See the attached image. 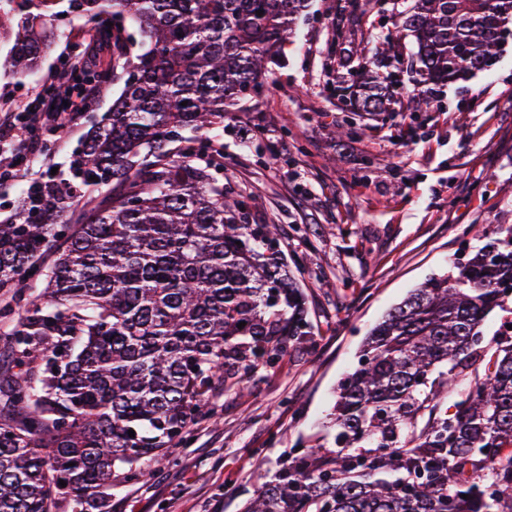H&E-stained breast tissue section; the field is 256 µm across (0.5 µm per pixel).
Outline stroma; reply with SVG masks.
I'll return each mask as SVG.
<instances>
[{
    "instance_id": "1",
    "label": "stroma",
    "mask_w": 512,
    "mask_h": 512,
    "mask_svg": "<svg viewBox=\"0 0 512 512\" xmlns=\"http://www.w3.org/2000/svg\"><path fill=\"white\" fill-rule=\"evenodd\" d=\"M348 4L309 0L263 94L241 99L205 141L226 200L245 203L247 223L277 225L313 338L242 393L210 398L213 417L191 425L147 481L113 489L110 512H240L293 449L332 447L336 386L367 332L412 289L512 226V35L467 79L429 87L397 69L392 111L351 112L336 95L344 71L334 45ZM46 25L55 39L37 73L0 76V107L44 93L70 43L92 27L71 13ZM424 86L432 106L420 112L413 91ZM121 87L100 85L94 111L78 113L68 131L41 132L28 173L0 172V221L20 211L45 167L71 179L74 152Z\"/></svg>"
}]
</instances>
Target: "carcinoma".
Instances as JSON below:
<instances>
[{"label": "carcinoma", "instance_id": "1", "mask_svg": "<svg viewBox=\"0 0 512 512\" xmlns=\"http://www.w3.org/2000/svg\"><path fill=\"white\" fill-rule=\"evenodd\" d=\"M67 2L69 13L114 23L92 34L112 46V62L80 52L72 66L103 82L131 64L137 80H123L108 123L75 153L80 185L35 181L18 219L0 224V292L15 297L34 276L43 285L17 315L13 365L0 372V512H53L61 500L71 512H109L116 478L148 477L141 463L170 456L209 398L311 333L276 225L242 223L243 205L224 200L194 140L176 157L166 150L180 130L224 120L246 86L265 85L308 0ZM59 4L0 5L13 74L36 70L52 43L19 20ZM511 20L512 0H415L403 25L422 75L438 84L494 59ZM128 26L146 44L133 61ZM336 37L349 69L339 23ZM356 69L342 88L361 90L356 109L391 111L386 78L366 62ZM100 185L110 195L87 191ZM508 288L511 227L370 330L337 386L335 448L288 456L245 512H512V334L484 333L494 309L512 316ZM468 374L466 397L442 406Z\"/></svg>", "mask_w": 512, "mask_h": 512}]
</instances>
